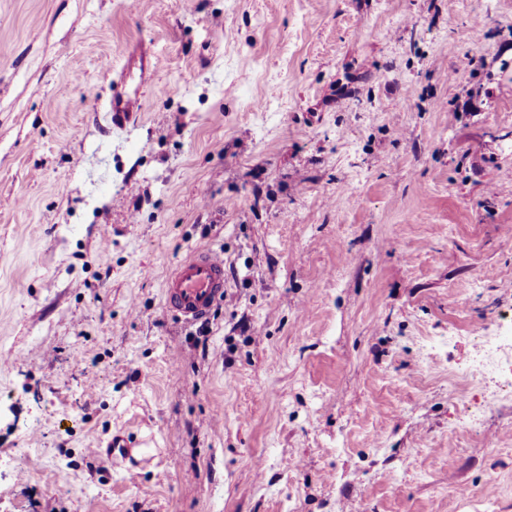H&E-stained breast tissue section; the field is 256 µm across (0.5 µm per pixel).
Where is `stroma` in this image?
<instances>
[{
	"label": "stroma",
	"instance_id": "1",
	"mask_svg": "<svg viewBox=\"0 0 512 512\" xmlns=\"http://www.w3.org/2000/svg\"><path fill=\"white\" fill-rule=\"evenodd\" d=\"M1 44L0 512H512L464 378L512 315V0H0ZM203 246L202 333L162 282ZM136 69L139 76V88L148 86L152 80L148 63L142 59ZM128 72L129 70L122 74L121 81L113 78L112 95L106 105L110 122L116 127L125 126L137 116L136 112H141L143 106L139 88L133 94L126 90ZM224 253L200 248L180 259L164 285L168 315L187 324L205 322L224 301Z\"/></svg>",
	"mask_w": 512,
	"mask_h": 512
}]
</instances>
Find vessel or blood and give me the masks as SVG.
<instances>
[{"label": "vessel or blood", "instance_id": "obj_1", "mask_svg": "<svg viewBox=\"0 0 512 512\" xmlns=\"http://www.w3.org/2000/svg\"><path fill=\"white\" fill-rule=\"evenodd\" d=\"M142 109L139 92L129 93L125 81L113 80L106 110L112 125H126ZM224 253L212 248L191 251L180 259L164 285L168 315L187 324L206 321L224 300Z\"/></svg>", "mask_w": 512, "mask_h": 512}]
</instances>
